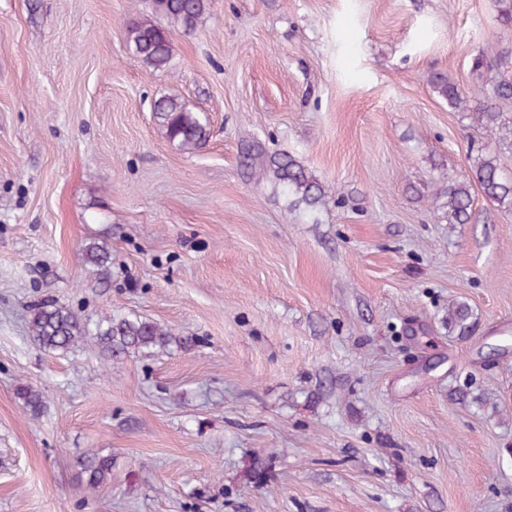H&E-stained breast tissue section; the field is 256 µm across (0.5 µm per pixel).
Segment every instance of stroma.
Wrapping results in <instances>:
<instances>
[{
	"instance_id": "35a3bbf8",
	"label": "stroma",
	"mask_w": 512,
	"mask_h": 512,
	"mask_svg": "<svg viewBox=\"0 0 512 512\" xmlns=\"http://www.w3.org/2000/svg\"><path fill=\"white\" fill-rule=\"evenodd\" d=\"M150 14L0 0V512H512V211L476 190L449 223L485 137L429 82L491 98L495 0H211L162 71L125 39ZM165 96L209 116L205 148L168 142ZM47 300L194 345L47 350ZM100 452L92 492L76 460ZM269 171L282 192L293 197L292 203L314 208L324 195L321 184L290 156L270 160Z\"/></svg>"
}]
</instances>
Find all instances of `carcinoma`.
I'll return each mask as SVG.
<instances>
[{
    "instance_id": "obj_1",
    "label": "carcinoma",
    "mask_w": 512,
    "mask_h": 512,
    "mask_svg": "<svg viewBox=\"0 0 512 512\" xmlns=\"http://www.w3.org/2000/svg\"><path fill=\"white\" fill-rule=\"evenodd\" d=\"M211 0H152V11L166 17L184 33L192 32L200 18L210 8ZM127 43L132 55L142 64L156 70L164 68L172 56L170 32L149 19L133 21L127 26ZM434 89L448 101V106L460 111H471V120L487 132L491 142L469 156L468 180L448 186V223L467 224L473 217L470 186L477 184L485 198L498 208L512 210V177L500 167L494 144L512 136V116L501 111L499 101L512 99V79L501 77L494 89V100H487L469 109L468 98L462 88L443 76L432 80ZM155 116L166 139L181 150L197 151L204 148L210 136L209 119L202 112H194L175 98L165 97L154 106ZM269 171L282 192L293 198V203L315 207L324 195L316 178L290 156L270 160ZM88 262L102 267L109 261L105 248L97 243L85 246ZM31 338L39 346L67 352L80 343H88L107 357L131 350L187 349L190 341L177 336L159 324L141 317H114L92 331L69 306L55 300L35 307L29 321ZM24 408L33 417L44 408L43 395L30 386L19 390ZM80 477L90 491L97 490L112 478V457L97 453L78 461Z\"/></svg>"
}]
</instances>
